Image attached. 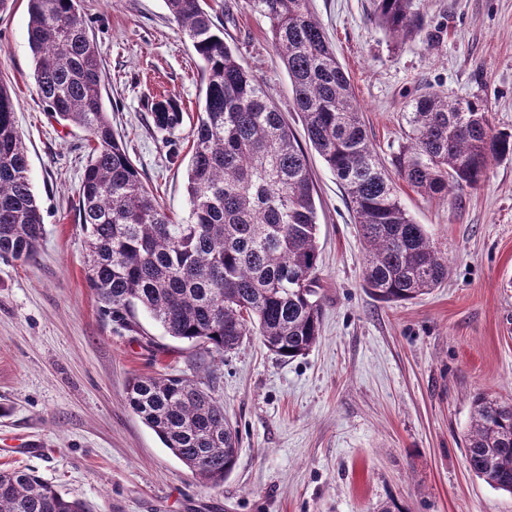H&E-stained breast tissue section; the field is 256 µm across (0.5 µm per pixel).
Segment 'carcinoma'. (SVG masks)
Masks as SVG:
<instances>
[{"mask_svg": "<svg viewBox=\"0 0 512 512\" xmlns=\"http://www.w3.org/2000/svg\"><path fill=\"white\" fill-rule=\"evenodd\" d=\"M390 35L416 33L412 0H374ZM271 25L274 47L303 118L305 139L335 173L367 246L364 284L387 302L413 300L448 279V257L414 222L396 180L428 197L481 187L512 156L482 100L422 88L401 113L403 141L389 174L370 143L361 108L309 0H248ZM200 58L205 98L192 125L188 217L178 222L144 185L116 137L102 96L103 63L81 0H28V43L37 92L55 118L84 129L92 146L79 190L86 279L104 314L124 321L137 306L165 333L209 358L206 379L136 376L129 407L193 474L220 486L234 469L239 434L215 395L224 353L261 336L283 359L318 341L321 305L315 186L301 142L267 87L238 60L207 0H167ZM9 89L0 83V258L32 261L44 237L27 148ZM159 130L183 123L170 98L152 101ZM469 469L512 494V402L472 401L464 439ZM0 512H89L36 470L0 469Z\"/></svg>", "mask_w": 512, "mask_h": 512, "instance_id": "carcinoma-1", "label": "carcinoma"}]
</instances>
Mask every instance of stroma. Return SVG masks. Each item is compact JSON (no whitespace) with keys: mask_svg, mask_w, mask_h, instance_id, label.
I'll return each mask as SVG.
<instances>
[{"mask_svg":"<svg viewBox=\"0 0 512 512\" xmlns=\"http://www.w3.org/2000/svg\"><path fill=\"white\" fill-rule=\"evenodd\" d=\"M241 64L269 88L295 133L288 74L268 19L247 0H217ZM28 0L0 8V80L16 103L45 234L36 260L0 258V468L30 467L93 512H512L464 453L474 396L512 401V157L478 189L439 200L400 184L402 203L450 261L448 279L387 302L364 286L365 248L343 188L315 149L321 336L289 361L259 336L226 352L218 393L239 431L223 486L203 483L126 402L136 376L203 375L198 348L144 309L117 322L87 285L76 221L86 131L40 99L27 40ZM101 49L104 100L144 182L175 220L186 194L190 123L153 127L148 106L173 97L196 115L200 61L166 0H82ZM348 73L383 160L402 141L401 112L423 85L483 100L512 132V0H413L417 34L395 39L374 0H310Z\"/></svg>","mask_w":512,"mask_h":512,"instance_id":"stroma-1","label":"stroma"}]
</instances>
